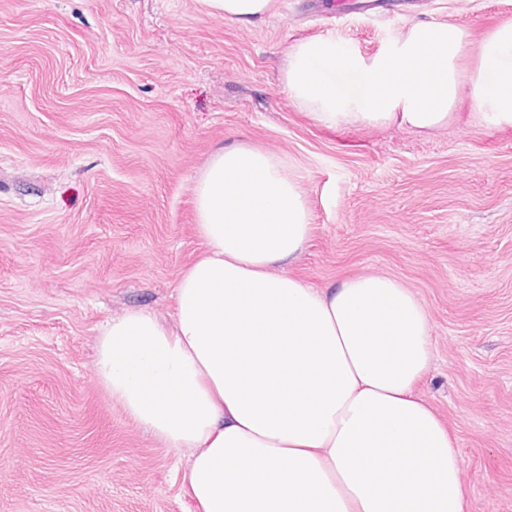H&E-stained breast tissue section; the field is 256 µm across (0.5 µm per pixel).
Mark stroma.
Returning <instances> with one entry per match:
<instances>
[{
  "mask_svg": "<svg viewBox=\"0 0 512 512\" xmlns=\"http://www.w3.org/2000/svg\"><path fill=\"white\" fill-rule=\"evenodd\" d=\"M274 0L248 21L200 0H0V512H196L176 455L97 383L101 325L174 318L203 251L197 174L220 148L283 159L313 231L314 288L382 273L430 318L418 391L458 439L466 512H512V128L463 99L446 127H328L281 81L296 40L371 55L419 20L471 42L512 0H400L336 17Z\"/></svg>",
  "mask_w": 512,
  "mask_h": 512,
  "instance_id": "35a3bbf8",
  "label": "stroma"
}]
</instances>
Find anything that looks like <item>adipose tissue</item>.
Instances as JSON below:
<instances>
[{
  "label": "adipose tissue",
  "mask_w": 512,
  "mask_h": 512,
  "mask_svg": "<svg viewBox=\"0 0 512 512\" xmlns=\"http://www.w3.org/2000/svg\"><path fill=\"white\" fill-rule=\"evenodd\" d=\"M468 34L417 21L374 55L295 41L282 81L326 126L429 133L471 98L480 126L512 127V21ZM203 252L182 272L173 325L106 321L94 376L135 423L186 455L198 512H464L457 440L419 395L428 314L386 275L311 288L284 274L312 234L278 157L219 149L194 186Z\"/></svg>",
  "instance_id": "1"
}]
</instances>
